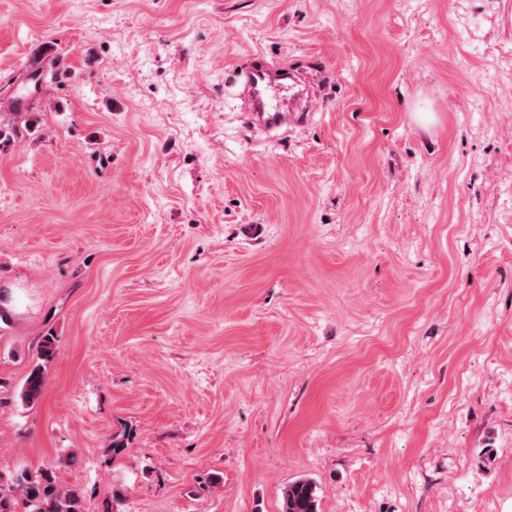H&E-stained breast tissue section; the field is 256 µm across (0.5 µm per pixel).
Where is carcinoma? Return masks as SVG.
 <instances>
[{
  "label": "carcinoma",
  "instance_id": "obj_1",
  "mask_svg": "<svg viewBox=\"0 0 512 512\" xmlns=\"http://www.w3.org/2000/svg\"><path fill=\"white\" fill-rule=\"evenodd\" d=\"M57 339L52 332L42 336L36 348V363L24 381L21 399L37 402L44 391L46 368L57 351ZM15 488L23 497L27 512H84L83 493L77 487H62L52 473L24 468L14 477ZM282 512H320L316 483L299 478L283 489Z\"/></svg>",
  "mask_w": 512,
  "mask_h": 512
}]
</instances>
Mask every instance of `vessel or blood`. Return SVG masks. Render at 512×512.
<instances>
[{"mask_svg": "<svg viewBox=\"0 0 512 512\" xmlns=\"http://www.w3.org/2000/svg\"><path fill=\"white\" fill-rule=\"evenodd\" d=\"M239 79L254 123L277 129L299 120L306 90L294 70L257 65L240 70Z\"/></svg>", "mask_w": 512, "mask_h": 512, "instance_id": "vessel-or-blood-1", "label": "vessel or blood"}]
</instances>
